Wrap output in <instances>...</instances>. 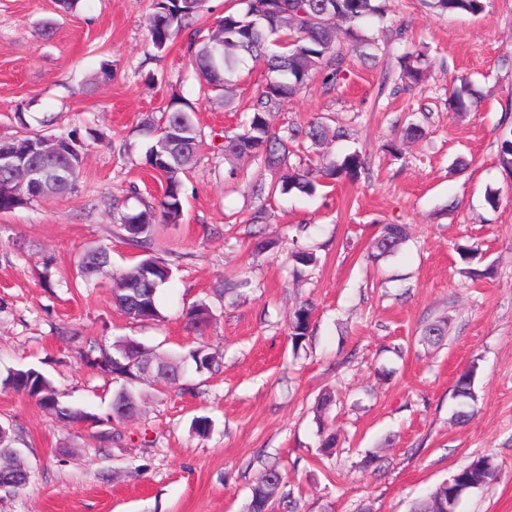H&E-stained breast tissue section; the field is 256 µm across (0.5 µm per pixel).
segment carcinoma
I'll use <instances>...</instances> for the list:
<instances>
[{
    "label": "carcinoma",
    "instance_id": "obj_1",
    "mask_svg": "<svg viewBox=\"0 0 512 512\" xmlns=\"http://www.w3.org/2000/svg\"><path fill=\"white\" fill-rule=\"evenodd\" d=\"M243 8L230 11L219 20L224 28V42L215 44L211 38L190 39L194 48V65L201 85L218 96L229 90L241 66L247 60L261 62L275 78L266 82L254 96L249 107L251 116L242 131L224 137V160L231 162L242 156L258 161L260 174L271 175V182L259 181L256 191L288 194L297 191L311 195L316 191L315 170L292 165L296 144L309 140L318 145L327 138L343 139L348 132L342 128L330 129L319 119L305 127L286 128L281 132L271 126L274 113L282 111L288 100L295 97L315 75L326 88H333L343 71L344 56L337 47L338 33H344L353 50L368 60H376L380 50L378 41L368 37L363 24L374 18H384L389 10V0H239ZM426 5L438 14H471L484 11L486 0H425ZM206 0H153V12L147 29L149 58L159 59L169 43L184 31L192 19L205 8ZM427 57L422 52H410L402 57L401 80L407 85H418L427 78ZM472 95L468 81L453 86L451 99L456 108H466ZM157 128L165 130L160 135L163 145L152 143L145 154V164L165 175L166 186L155 206H144L138 212L124 213L119 218L125 231L124 241L132 249L147 253L136 264L111 274L112 301L126 316L136 321L160 318L157 292L172 276L168 260L153 254V231L159 223L176 224L182 216L181 174L189 168L202 143L201 130L196 126L192 109L172 103L162 113ZM73 161L47 159L49 167L67 166L69 179L52 183L36 192L34 198L61 195L75 190L84 160V144L76 145ZM498 154L506 168L512 167V132H504L498 139ZM365 158L351 153L340 161H333L323 168V177L331 180L347 178L357 180L364 169ZM27 193L5 190L0 193V212L7 213L26 203ZM406 229L400 224H386L372 243V257L377 259L396 252L405 241ZM289 257L295 267L314 266L315 253L293 245ZM112 268L108 247L93 245L85 248L76 262L77 276L85 283ZM188 324L199 329L211 318L207 304L198 303L186 312ZM311 320V309L306 304L295 308L289 321V336L294 348L302 347ZM92 367L123 381L112 397V414L118 419L137 415L142 400L138 384L146 381L141 374L148 364L156 369L154 381L173 385L181 379V368L191 359L199 372H214L219 368L218 355L204 345L188 355H163L153 347L131 338L123 337L110 345L91 343L84 355ZM36 400L43 408L63 420L80 421L88 414L79 408L62 404L52 381L35 368L11 371L0 380ZM453 395L461 406L473 402V372L461 373L454 384ZM13 431L0 425V476L18 483L11 490L17 494L29 483L28 468L21 461ZM498 467L488 456H479L454 473L448 494L459 487L480 488L497 479ZM283 477L279 470L269 467L252 487L250 507L259 512L276 499H286L282 492Z\"/></svg>",
    "mask_w": 512,
    "mask_h": 512
}]
</instances>
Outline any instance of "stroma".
I'll return each instance as SVG.
<instances>
[{
	"instance_id": "stroma-1",
	"label": "stroma",
	"mask_w": 512,
	"mask_h": 512,
	"mask_svg": "<svg viewBox=\"0 0 512 512\" xmlns=\"http://www.w3.org/2000/svg\"><path fill=\"white\" fill-rule=\"evenodd\" d=\"M234 5L207 0L154 61L145 57L153 0H83L71 14L55 0H0V142L74 130L87 146L76 192L0 213V379L38 368L65 403L91 415L68 422L0 388V424L13 429L31 473L23 492L0 499V512H248L272 465L295 512H410L482 455L498 478L464 494L457 512H512V172L496 143L512 128V0H489L476 16L392 0L384 20L365 26L382 47L374 65L341 39L336 87L311 80L272 125L331 118L350 137L301 146L302 162L316 168L356 151L366 171L325 181L312 196L259 197L254 159L229 178L224 137L247 119L263 69L243 75L227 108L202 98L188 51ZM410 41L426 48L432 72L399 91ZM105 61L112 78L99 84ZM461 78L479 98L457 115L448 95ZM174 101L192 107L203 145L183 178L180 222L157 229L172 263L161 317L136 322L113 307L110 279L76 283L75 261L106 243L113 268L131 265L118 214L161 197L160 177L144 165L153 141L145 124ZM411 122L424 134L403 140ZM394 140L400 153L385 149ZM260 208L266 223H250ZM385 224L404 225L407 238L371 260ZM295 235L318 257L298 278L288 259ZM259 240L271 248L257 252ZM470 267L481 278L470 279ZM234 277L251 281L246 297L222 293ZM200 302L213 318L197 330L184 313ZM303 302L312 315L297 349L288 320ZM438 321L447 324L443 341L423 342ZM119 336L181 355L206 345L221 367L199 374L186 363L179 389L141 384L138 414L119 423L109 416L118 382L78 354L87 340ZM469 369L474 414L459 423L453 385ZM328 391L334 402L318 413ZM199 416L212 421L203 437L192 429ZM324 428L339 440L329 457Z\"/></svg>"
}]
</instances>
